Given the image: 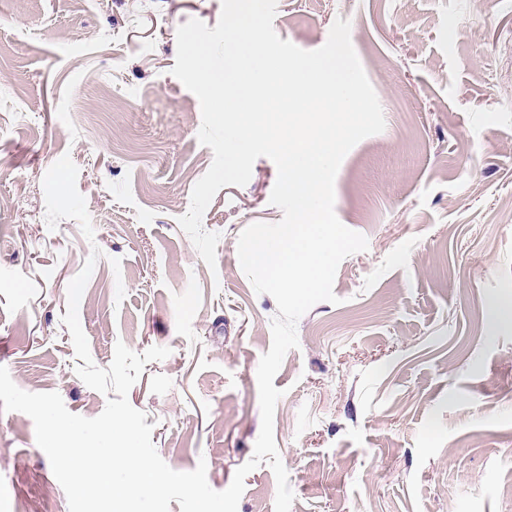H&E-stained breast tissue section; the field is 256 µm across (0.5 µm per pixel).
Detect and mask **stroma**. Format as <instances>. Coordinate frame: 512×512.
Listing matches in <instances>:
<instances>
[{
  "label": "stroma",
  "mask_w": 512,
  "mask_h": 512,
  "mask_svg": "<svg viewBox=\"0 0 512 512\" xmlns=\"http://www.w3.org/2000/svg\"><path fill=\"white\" fill-rule=\"evenodd\" d=\"M220 15L221 0H0V366L72 413L104 410L62 322L100 248L79 304L92 359L108 367L119 341L170 348L128 400L168 466L206 462L217 491L253 455L277 313L237 241L282 218L262 157L204 213L215 267L177 222L213 153L171 73L176 31ZM339 18L386 126L335 180V213L368 248L340 263L338 303L299 319L273 381L291 512H512V322H490L494 300L512 301V0H277L273 27L315 50ZM65 155L91 241L45 221L43 177ZM48 487L50 512H69L33 420L0 410V512H43ZM276 491L261 464L238 512H274Z\"/></svg>",
  "instance_id": "1"
}]
</instances>
